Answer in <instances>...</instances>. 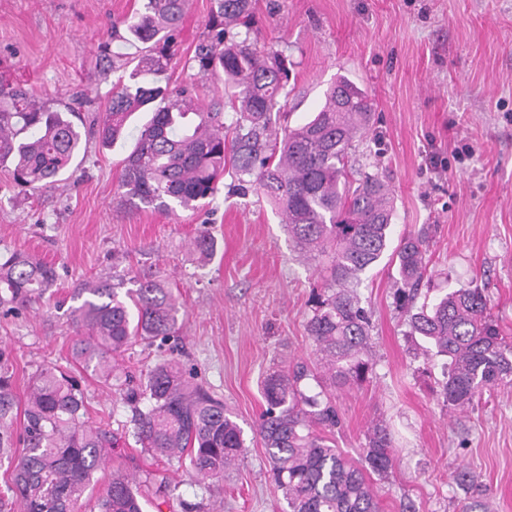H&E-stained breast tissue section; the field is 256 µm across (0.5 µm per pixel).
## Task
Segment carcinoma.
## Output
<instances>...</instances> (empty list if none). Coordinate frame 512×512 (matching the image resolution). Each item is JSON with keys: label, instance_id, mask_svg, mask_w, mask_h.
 <instances>
[{"label": "carcinoma", "instance_id": "carcinoma-1", "mask_svg": "<svg viewBox=\"0 0 512 512\" xmlns=\"http://www.w3.org/2000/svg\"><path fill=\"white\" fill-rule=\"evenodd\" d=\"M185 0H141L131 16L112 22V42L136 52L118 56L122 75L96 134L105 147L125 135L135 112L152 113L123 160L121 202L135 208L194 210L228 177L237 193L262 194L278 210L294 253L319 262L322 286L312 293L306 330L315 366L297 362L267 373L261 390L267 407L259 425L276 489L288 512H379L365 471L393 466L391 433L376 423L365 434L355 463L324 436L340 426L334 396L359 387L374 373L371 322L355 288L384 257L396 266L393 304L410 333L442 360L441 394L455 412L473 408L481 395L512 385V338L489 312L481 288H450L418 303L435 226L391 244L394 196L376 172L353 165L358 141L373 118L368 95L345 77L332 81L318 110L279 135L288 105V56L258 46L253 0H213L193 55L189 80L171 83L185 17ZM224 76V92L200 103L195 77ZM0 103V166H13L20 187L53 185L77 156L82 135L69 115L34 104L22 89ZM207 230L192 240L202 261L216 253ZM57 281L55 267L26 253L0 255V308H25ZM131 287L103 279L85 282L71 311L72 355L86 371L112 384L115 356L132 341L151 343L179 334L183 313L169 283L136 274ZM9 354L0 348V454H17L0 491L20 512H86L95 474L112 452L110 432L85 420L78 381L58 366L30 379L23 409L20 452L11 425L17 406ZM133 405L132 434L154 458L189 461L197 480L220 481L243 455V430L224 402L188 380L173 359L151 367L136 388H118ZM155 488L157 512L169 505L166 478L150 471L114 473L98 501L99 512H145L144 491Z\"/></svg>", "mask_w": 512, "mask_h": 512}]
</instances>
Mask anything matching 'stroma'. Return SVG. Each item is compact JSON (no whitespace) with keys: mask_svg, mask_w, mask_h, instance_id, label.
Wrapping results in <instances>:
<instances>
[{"mask_svg":"<svg viewBox=\"0 0 512 512\" xmlns=\"http://www.w3.org/2000/svg\"><path fill=\"white\" fill-rule=\"evenodd\" d=\"M137 6L0 0V77L53 109L77 92L86 99L73 117L81 150L63 181L31 191L0 166V254L29 253L58 273L40 302L0 313V346L11 354L18 399L37 369L59 365L80 381L89 422L116 439L92 497L112 473L149 468L167 477L175 498L202 503V512H287L258 434L266 409L260 382L290 362L313 360L305 323L320 271L296 259L269 202L225 184L194 212L120 205L122 161L149 115L134 113L125 138L109 148L92 127L116 80L100 44ZM211 6L194 0L188 11L171 81L188 79L183 63ZM255 8L259 45L288 56V125L316 111L338 76L364 90L374 124L362 149L393 189V239L435 225L424 287L486 289L492 316L512 334V0H255ZM204 228L218 252L202 265L189 243ZM143 271L171 282L184 325L165 343L130 345L117 358L119 376L134 386L158 359H176L244 430L237 467L207 498L183 466L142 452L130 406L72 357L75 289L95 275ZM395 275L383 262L358 287L371 313L375 374L337 390L342 425L329 439L356 460L367 429L386 422L394 463L374 481L380 512H402L408 502L415 512H461L466 499L454 475L463 467L476 476L486 512H512V387L484 393L469 412H449L440 367L417 355L418 340L393 306Z\"/></svg>","mask_w":512,"mask_h":512,"instance_id":"1","label":"stroma"}]
</instances>
